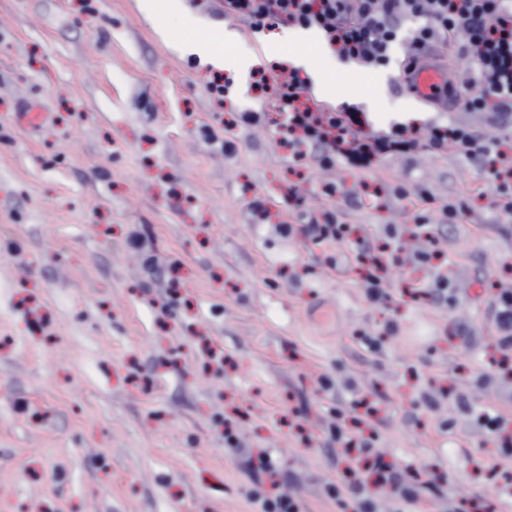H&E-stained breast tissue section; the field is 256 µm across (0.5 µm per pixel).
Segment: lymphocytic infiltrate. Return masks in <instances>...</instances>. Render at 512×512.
I'll use <instances>...</instances> for the list:
<instances>
[{"mask_svg": "<svg viewBox=\"0 0 512 512\" xmlns=\"http://www.w3.org/2000/svg\"><path fill=\"white\" fill-rule=\"evenodd\" d=\"M224 14L244 21L256 33L286 23L318 28L341 58L370 70L387 67L393 45L405 40L407 50L399 67L403 89L416 64L434 46L459 40L458 54L472 75L466 107L512 112V0H224ZM254 85L269 90L281 118L278 143L294 164L311 161L330 168L341 162L368 169L389 155L451 151L482 170L497 206L512 213V156L504 151L503 139L486 138L444 117L423 127L396 123L386 130L367 131L356 107L312 102L309 77L285 61L273 62L269 75L260 76ZM305 218L302 232L315 244L330 245L346 235L338 211L310 210ZM400 248L397 241L380 246L366 239L359 243L357 260L367 269L366 294L373 303L391 300L381 284ZM331 437L342 455L354 450L365 454L377 484L388 488L396 500L413 503L420 498L415 473L393 469L369 441L347 429L344 414H337Z\"/></svg>", "mask_w": 512, "mask_h": 512, "instance_id": "obj_1", "label": "lymphocytic infiltrate"}]
</instances>
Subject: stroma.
I'll list each match as a JSON object with an SVG mask.
<instances>
[{
  "label": "stroma",
  "instance_id": "1",
  "mask_svg": "<svg viewBox=\"0 0 512 512\" xmlns=\"http://www.w3.org/2000/svg\"><path fill=\"white\" fill-rule=\"evenodd\" d=\"M227 32L235 55L265 43L220 0H0V512H252L258 487L299 512H346L328 493L344 468L329 412L361 399L386 461L437 484L411 505L375 490L378 512H512V484L488 476L512 473V452L482 421L512 424V379L489 367L512 214L454 153L322 171L293 165L275 126L225 131L216 75L239 111L271 106L252 71L181 40ZM404 50L378 70L313 53L336 81L314 98L355 104L374 130L437 118L397 87ZM292 192L339 209L347 239L298 232ZM423 192L466 205L451 222L429 214L448 303L403 296L431 279L403 258L383 283L393 303L377 305L357 242L411 230ZM257 197L271 212L259 224ZM267 455L274 482L253 470Z\"/></svg>",
  "mask_w": 512,
  "mask_h": 512
}]
</instances>
